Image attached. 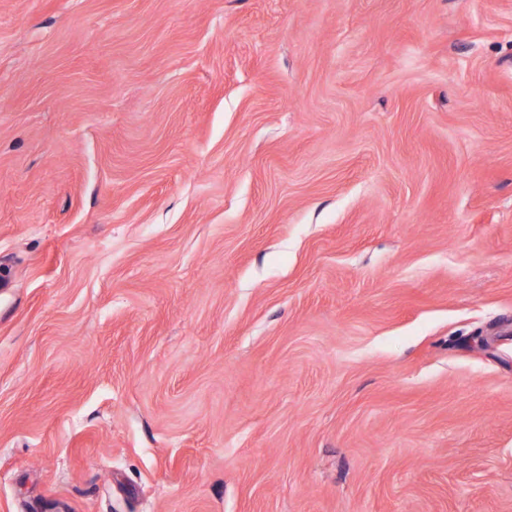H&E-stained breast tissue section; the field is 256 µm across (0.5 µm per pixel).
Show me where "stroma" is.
I'll list each match as a JSON object with an SVG mask.
<instances>
[{
  "mask_svg": "<svg viewBox=\"0 0 512 512\" xmlns=\"http://www.w3.org/2000/svg\"><path fill=\"white\" fill-rule=\"evenodd\" d=\"M0 512H512V0H0Z\"/></svg>",
  "mask_w": 512,
  "mask_h": 512,
  "instance_id": "1",
  "label": "stroma"
}]
</instances>
